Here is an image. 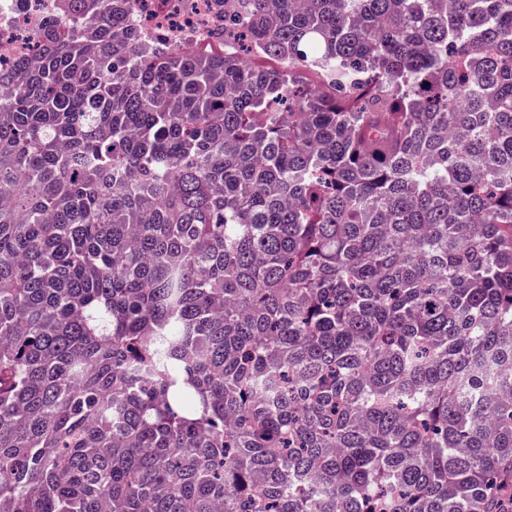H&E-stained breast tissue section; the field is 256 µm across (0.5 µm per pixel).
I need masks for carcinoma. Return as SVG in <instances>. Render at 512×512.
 Segmentation results:
<instances>
[{
  "instance_id": "obj_1",
  "label": "carcinoma",
  "mask_w": 512,
  "mask_h": 512,
  "mask_svg": "<svg viewBox=\"0 0 512 512\" xmlns=\"http://www.w3.org/2000/svg\"><path fill=\"white\" fill-rule=\"evenodd\" d=\"M61 2L0 66V512H512V0ZM215 0H140L131 14L130 27L159 35L167 43L195 45L208 37L214 25Z\"/></svg>"
}]
</instances>
